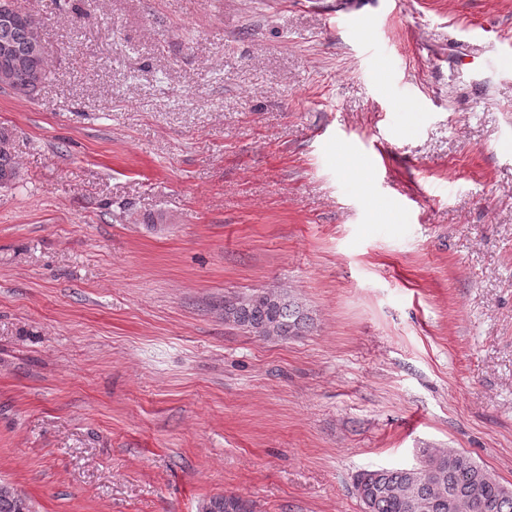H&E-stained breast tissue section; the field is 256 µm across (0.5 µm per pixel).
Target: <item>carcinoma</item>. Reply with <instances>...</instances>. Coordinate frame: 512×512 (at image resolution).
Masks as SVG:
<instances>
[{"label":"carcinoma","mask_w":512,"mask_h":512,"mask_svg":"<svg viewBox=\"0 0 512 512\" xmlns=\"http://www.w3.org/2000/svg\"><path fill=\"white\" fill-rule=\"evenodd\" d=\"M12 7L11 25L0 27V41L18 49L11 58L0 57V83L20 97L31 98L47 76L45 53L27 49L33 16L16 0H0ZM18 178L12 139L0 129V189ZM224 321L256 336L282 339L302 336L313 318L295 295L263 289L244 298L224 300ZM421 463L411 468L365 470L355 479V491L365 512H512V488L502 484L470 455L450 448H422ZM456 508L448 509V503ZM205 512H253L249 501L224 494L211 498ZM0 512H30L29 504L14 488L0 487Z\"/></svg>","instance_id":"obj_1"}]
</instances>
